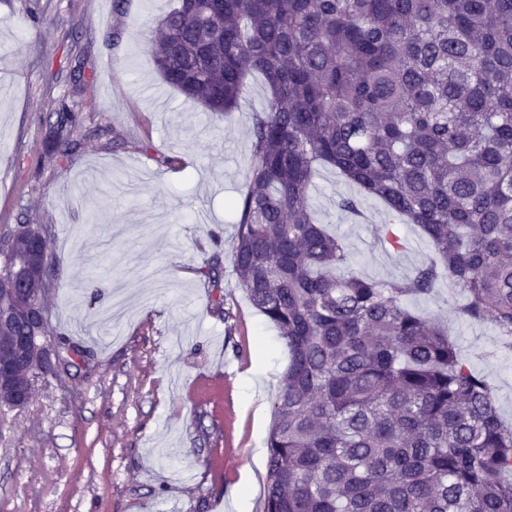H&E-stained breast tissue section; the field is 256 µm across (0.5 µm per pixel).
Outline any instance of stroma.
<instances>
[{
    "label": "stroma",
    "mask_w": 512,
    "mask_h": 512,
    "mask_svg": "<svg viewBox=\"0 0 512 512\" xmlns=\"http://www.w3.org/2000/svg\"><path fill=\"white\" fill-rule=\"evenodd\" d=\"M176 5L0 0V226H50L52 340L84 352L0 414V512H238L245 475L250 512L263 510L257 450L288 352L238 287L230 249L269 91L252 74L225 117L165 82L150 38ZM65 107L81 117L80 146L42 157ZM314 182L315 217L344 240L353 274L407 279L434 257L419 228L386 224L380 201L341 210L358 190L333 169ZM463 301L444 278L407 305L447 323L512 423V348L491 322L458 317ZM218 371L223 390L199 395L198 378Z\"/></svg>",
    "instance_id": "obj_1"
}]
</instances>
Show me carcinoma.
<instances>
[{"mask_svg": "<svg viewBox=\"0 0 512 512\" xmlns=\"http://www.w3.org/2000/svg\"><path fill=\"white\" fill-rule=\"evenodd\" d=\"M151 52L229 115L270 91L233 202L238 285L278 331L264 512H512V428L448 330L409 309L446 276L459 316L512 338V0H178ZM56 113L46 153L79 145ZM320 167L414 224L437 259L405 281L347 272L316 222ZM0 235V274L28 263Z\"/></svg>", "mask_w": 512, "mask_h": 512, "instance_id": "carcinoma-1", "label": "carcinoma"}]
</instances>
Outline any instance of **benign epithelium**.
<instances>
[{
	"label": "benign epithelium",
	"mask_w": 512,
	"mask_h": 512,
	"mask_svg": "<svg viewBox=\"0 0 512 512\" xmlns=\"http://www.w3.org/2000/svg\"><path fill=\"white\" fill-rule=\"evenodd\" d=\"M46 265L43 254H29L28 266L16 270L11 275V284L5 286L9 295L21 293L24 300L10 305H0V332L26 320L29 335L22 342H0V404L21 409L27 405L30 391L20 380L17 371L21 370L28 378L56 370L62 356L58 346H48L42 336L43 314H34L31 309L38 306L39 299L46 291Z\"/></svg>",
	"instance_id": "1"
}]
</instances>
